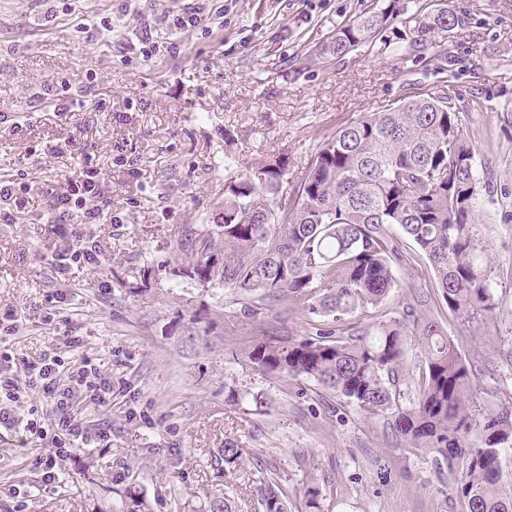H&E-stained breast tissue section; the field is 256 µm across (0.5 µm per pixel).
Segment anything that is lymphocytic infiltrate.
I'll use <instances>...</instances> for the list:
<instances>
[{"mask_svg": "<svg viewBox=\"0 0 512 512\" xmlns=\"http://www.w3.org/2000/svg\"><path fill=\"white\" fill-rule=\"evenodd\" d=\"M228 11L223 0H181L177 9L162 16L141 14L135 38L119 45L127 62L152 61L159 52L176 57L182 53L177 33L201 30L210 33L224 23ZM110 191L97 169L87 168L67 178L65 185L46 189L44 196L54 230L70 239V248L52 259L57 276H64L72 265L92 266L99 259L100 246L93 227L101 223L110 205ZM24 324L17 310H0V429L21 430L41 440H49L48 453L33 457L32 471L44 485L58 478L60 459L83 448H106L111 431L81 418L78 406L100 407L112 400V378L99 364L86 356L72 358V351L84 343L83 337L64 339L65 352L50 351L37 359L20 356L15 338ZM39 396L54 413L51 427H44L39 411L30 401Z\"/></svg>", "mask_w": 512, "mask_h": 512, "instance_id": "1", "label": "lymphocytic infiltrate"}]
</instances>
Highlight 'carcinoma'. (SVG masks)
<instances>
[{
  "label": "carcinoma",
  "instance_id": "1",
  "mask_svg": "<svg viewBox=\"0 0 512 512\" xmlns=\"http://www.w3.org/2000/svg\"><path fill=\"white\" fill-rule=\"evenodd\" d=\"M384 12L369 10L336 29L316 48L341 57L375 38ZM458 17L439 10L409 43L448 33ZM446 84L422 97L366 114L326 140L291 186L287 163L261 165L224 180L219 224L180 232L177 249L192 257L186 277L233 288L262 305L284 297L308 313L333 316L336 329L299 339L267 335L244 347L262 372L305 377L369 414L388 412L407 447L433 454L454 474L460 512H512V405L478 409L475 372L438 321L422 320L428 298L416 293L391 316L379 310L399 287L394 271L426 260L442 304L482 330L498 309L487 245L477 232L479 182L473 148ZM411 240L404 248L400 236ZM423 349L406 361L408 339ZM244 449L224 441V469L239 471ZM321 490L291 489L273 471L259 488L261 512H321ZM112 512H150L133 489ZM197 512H234L224 494Z\"/></svg>",
  "mask_w": 512,
  "mask_h": 512
}]
</instances>
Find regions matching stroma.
Listing matches in <instances>:
<instances>
[{
    "instance_id": "obj_1",
    "label": "stroma",
    "mask_w": 512,
    "mask_h": 512,
    "mask_svg": "<svg viewBox=\"0 0 512 512\" xmlns=\"http://www.w3.org/2000/svg\"><path fill=\"white\" fill-rule=\"evenodd\" d=\"M373 1L234 0L224 27L182 34L179 57L139 65L76 30L81 18L107 17L118 38L132 35V18L111 0H78L50 23L43 0H0V180L23 174L34 199L17 223L0 224V307L27 314L16 347L35 359L63 343L66 327L43 322L40 306L65 291L83 354L112 373L111 403L86 412L111 427L112 445L61 461L55 487L28 467L48 441L0 431V512H87L94 501L110 512L115 491L129 485L152 512L217 492L236 512H258L259 482L217 463L228 438L244 448L246 473L268 468L291 487L318 484L323 512H456L447 464L405 447L389 415L259 371L243 355L261 333L298 338L333 329L332 318L284 300L254 315L233 289L179 274L178 234L212 223L225 178L280 156L296 178L352 120L450 83L474 150L501 315L474 333L442 306L424 263L397 270L385 309L399 310L415 284L461 356L512 347V0H378L394 11L376 38L315 58ZM441 8L462 25L407 52ZM55 79L95 93L75 112L29 111L30 97ZM85 165L112 189L111 218L94 228L98 264L59 281L52 256L62 240L43 193ZM14 485L28 487L24 502L10 494Z\"/></svg>"
}]
</instances>
